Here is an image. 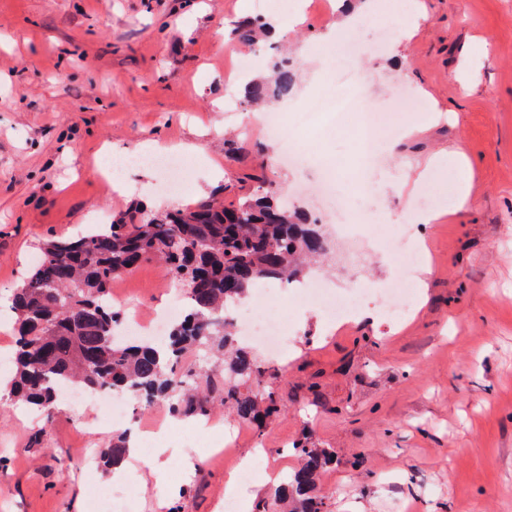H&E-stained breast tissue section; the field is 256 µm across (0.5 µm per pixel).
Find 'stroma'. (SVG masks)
<instances>
[{"instance_id": "obj_1", "label": "stroma", "mask_w": 512, "mask_h": 512, "mask_svg": "<svg viewBox=\"0 0 512 512\" xmlns=\"http://www.w3.org/2000/svg\"><path fill=\"white\" fill-rule=\"evenodd\" d=\"M410 13L407 27L390 6L373 10L356 31L359 67L336 70L312 61L334 10L306 13L255 54L229 35L246 17L240 0H0V307L44 240L83 234L101 211L190 205L217 188L229 205L262 175L319 221L310 183L321 167L336 173L337 223L365 218L427 255L406 317L372 306L339 325L289 306L283 355L252 348L279 411L257 430L215 408L192 416L191 435L170 433V447L195 461L189 474L171 463L174 499L147 463L122 481L114 468L83 465L84 444L100 449L113 436L96 409L63 406L45 426L1 399L0 512H89L107 486L128 491L129 512H223L224 479L247 454L253 504L274 491L264 473L293 470L301 446L333 454L318 486L328 512H512V0H411ZM283 45L297 80L274 104L284 125L273 138L226 102L224 75L246 57L250 74H268ZM339 77L377 107L405 97L403 134L368 145L361 108L336 134L298 126L296 113ZM190 141L202 152L176 200L153 193L148 167L129 170L120 194L94 174L110 152ZM458 149L473 169L467 203L425 220L417 198L448 177L426 166ZM384 236L365 235L346 265L335 248L320 275L342 293L380 287L395 271ZM167 279L147 262L121 285L145 311L178 299ZM232 429L234 451L213 456Z\"/></svg>"}]
</instances>
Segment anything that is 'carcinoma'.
Returning a JSON list of instances; mask_svg holds the SVG:
<instances>
[{
	"label": "carcinoma",
	"mask_w": 512,
	"mask_h": 512,
	"mask_svg": "<svg viewBox=\"0 0 512 512\" xmlns=\"http://www.w3.org/2000/svg\"><path fill=\"white\" fill-rule=\"evenodd\" d=\"M267 23L254 18L237 23L230 34L252 46ZM295 87L286 56L273 62L268 76L248 79L240 103L253 106L288 97ZM249 194L229 206L216 190L192 206L146 210L134 206L95 224L81 236L53 238L11 299L18 318L13 397L43 411L49 424L66 386L95 391L122 390L151 407L162 401L176 417L206 414L214 401L241 423L261 430L278 410V396L264 384L258 359L234 345L226 308L263 281L299 280L303 263L323 255L326 241L305 214L279 203L273 184L256 179ZM156 260L185 288L188 309L175 322L163 347L140 337L115 336L122 321L112 310V282ZM217 349L224 355L223 386L213 395L211 377L194 379L177 372L190 350ZM127 438L118 435L101 449L107 465L123 462ZM301 463L261 500L256 512H324L318 482L328 451L300 448Z\"/></svg>",
	"instance_id": "carcinoma-1"
}]
</instances>
